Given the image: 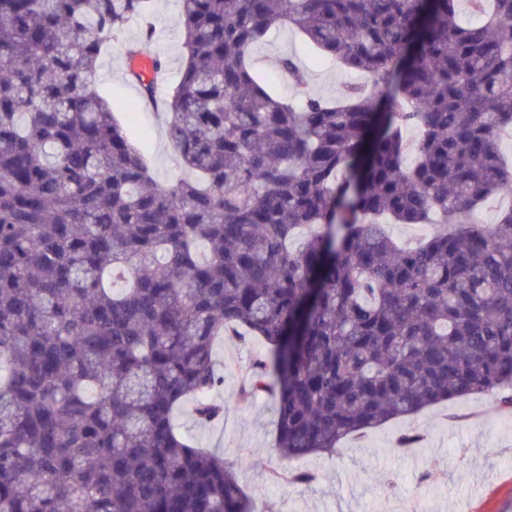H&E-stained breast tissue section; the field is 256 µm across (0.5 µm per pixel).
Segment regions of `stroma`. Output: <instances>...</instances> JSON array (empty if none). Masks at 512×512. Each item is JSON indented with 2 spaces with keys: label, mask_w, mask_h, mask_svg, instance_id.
<instances>
[{
  "label": "stroma",
  "mask_w": 512,
  "mask_h": 512,
  "mask_svg": "<svg viewBox=\"0 0 512 512\" xmlns=\"http://www.w3.org/2000/svg\"><path fill=\"white\" fill-rule=\"evenodd\" d=\"M152 22L151 39H144L140 26L132 24L111 41L99 60L95 82L154 177L165 183L181 167L169 146L163 116L140 103V87L129 74L123 47L138 41L144 55L165 57L168 81L176 83L182 70L179 0H154ZM288 55L305 70V86L292 84L281 71L279 60ZM250 60L270 87L290 99H333L347 85L364 80L361 73L322 59L286 27L271 30L251 51ZM265 351L257 339L220 341L215 352L224 384L215 397L227 404L223 421L199 425L187 405L177 421L203 446L223 452L246 489L265 488L273 512H512V415L500 413L481 395L444 402L418 416L347 437L339 454L302 459V467L319 474L314 484L266 487L264 474L273 459L274 404L265 395L239 398L250 365ZM408 432L422 434L419 447H398L399 437ZM430 468L438 478L427 485L421 476Z\"/></svg>",
  "instance_id": "stroma-1"
}]
</instances>
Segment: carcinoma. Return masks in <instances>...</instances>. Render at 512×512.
Segmentation results:
<instances>
[{"instance_id": "obj_1", "label": "carcinoma", "mask_w": 512, "mask_h": 512, "mask_svg": "<svg viewBox=\"0 0 512 512\" xmlns=\"http://www.w3.org/2000/svg\"><path fill=\"white\" fill-rule=\"evenodd\" d=\"M151 2L0 0V512H267L175 423L224 418L214 340L242 329L273 483L449 400L512 415V206L476 218L512 196V0H180L169 184L94 82ZM283 25L369 85L268 91L249 52Z\"/></svg>"}]
</instances>
